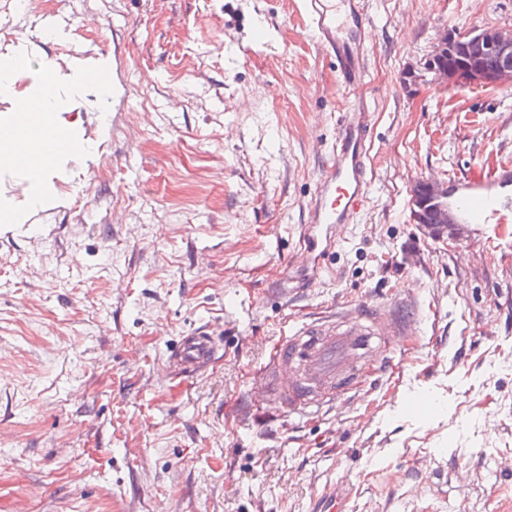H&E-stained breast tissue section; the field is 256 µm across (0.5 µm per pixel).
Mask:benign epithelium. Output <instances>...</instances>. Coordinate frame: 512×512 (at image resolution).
Masks as SVG:
<instances>
[{
	"instance_id": "benign-epithelium-1",
	"label": "benign epithelium",
	"mask_w": 512,
	"mask_h": 512,
	"mask_svg": "<svg viewBox=\"0 0 512 512\" xmlns=\"http://www.w3.org/2000/svg\"><path fill=\"white\" fill-rule=\"evenodd\" d=\"M428 67L446 77L448 86L494 87L512 84V36L493 27L469 30L465 33H443ZM448 189L421 180L411 189V204L415 221L423 233L429 225L448 224ZM431 219L422 221L419 211L427 205Z\"/></svg>"
}]
</instances>
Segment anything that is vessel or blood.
<instances>
[{
	"label": "vessel or blood",
	"mask_w": 512,
	"mask_h": 512,
	"mask_svg": "<svg viewBox=\"0 0 512 512\" xmlns=\"http://www.w3.org/2000/svg\"><path fill=\"white\" fill-rule=\"evenodd\" d=\"M313 36L336 60L344 86L361 84L366 77L363 36L369 16L364 0H303ZM371 115L358 105L342 119L333 148V160L319 179L318 192L307 221L330 228L351 223L368 195L366 144ZM512 180V165L501 164L486 177L466 182L461 193L451 197L448 214L462 224H507L512 222V192L504 183ZM378 329L361 326L339 333L315 327L288 337L276 349L278 374L275 405L285 412H299L336 400L342 391L337 377L366 382L372 371L366 358L379 354ZM217 341L198 331L184 336L171 352L169 366L181 376L194 375L214 354Z\"/></svg>",
	"instance_id": "1"
}]
</instances>
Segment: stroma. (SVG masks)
<instances>
[{
	"mask_svg": "<svg viewBox=\"0 0 512 512\" xmlns=\"http://www.w3.org/2000/svg\"><path fill=\"white\" fill-rule=\"evenodd\" d=\"M344 88L301 0H0V56L119 96L62 106L89 152L0 227V512H512V223L422 235L415 181L512 162V85L449 88L441 34L512 31V0H367ZM372 118L369 193L301 261L337 121ZM383 320L379 372L274 414L268 373L313 322ZM216 360L179 377L182 336ZM217 341L205 330L184 336L169 356V367L181 376H193L214 354Z\"/></svg>",
	"mask_w": 512,
	"mask_h": 512,
	"instance_id": "35a3bbf8",
	"label": "stroma"
}]
</instances>
